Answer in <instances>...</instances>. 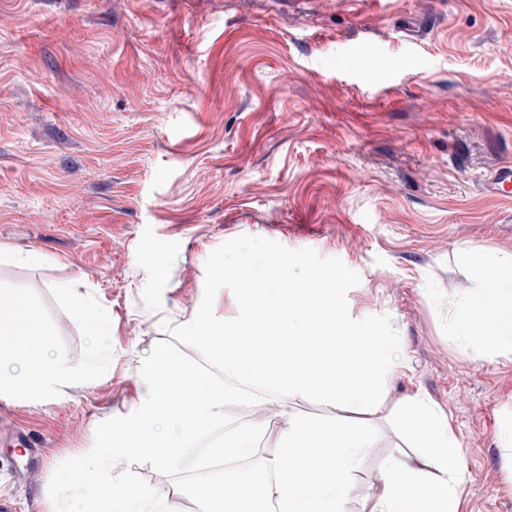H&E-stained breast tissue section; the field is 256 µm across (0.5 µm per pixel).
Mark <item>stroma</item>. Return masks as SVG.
<instances>
[{"mask_svg": "<svg viewBox=\"0 0 512 512\" xmlns=\"http://www.w3.org/2000/svg\"><path fill=\"white\" fill-rule=\"evenodd\" d=\"M508 162L512 0H0V300L31 314L0 351L108 353L41 403L0 394V498L54 512L55 468L135 407L163 322L189 323L209 254L251 235L341 259L351 316L399 334L378 410L288 404L378 430L347 512L416 454L395 412L414 393L462 448V512H512V354L451 318L471 261L512 250V201L485 187Z\"/></svg>", "mask_w": 512, "mask_h": 512, "instance_id": "stroma-1", "label": "stroma"}]
</instances>
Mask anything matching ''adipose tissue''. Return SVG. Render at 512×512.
<instances>
[{"mask_svg":"<svg viewBox=\"0 0 512 512\" xmlns=\"http://www.w3.org/2000/svg\"><path fill=\"white\" fill-rule=\"evenodd\" d=\"M475 283L467 305L455 318L462 336L470 337L478 324L490 326L491 341L512 352V252H501L494 264L471 267ZM55 355H47L35 380L26 373L0 376V393L23 404H32L58 392L73 377ZM401 419L422 446L420 453L392 462L384 471L382 487L369 512H461V487L465 481L460 466L461 448L445 417L421 395L405 397Z\"/></svg>","mask_w":512,"mask_h":512,"instance_id":"ef3b65f1","label":"adipose tissue"}]
</instances>
